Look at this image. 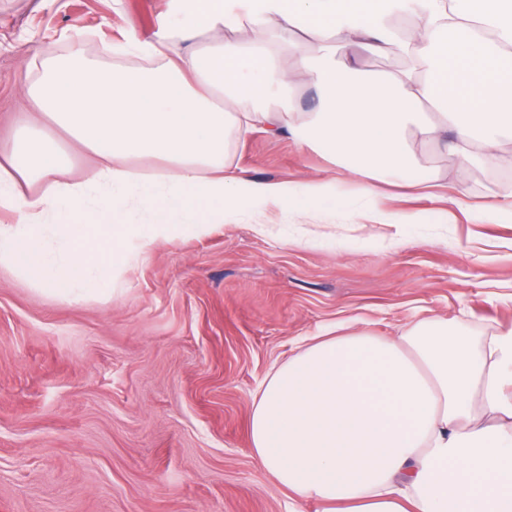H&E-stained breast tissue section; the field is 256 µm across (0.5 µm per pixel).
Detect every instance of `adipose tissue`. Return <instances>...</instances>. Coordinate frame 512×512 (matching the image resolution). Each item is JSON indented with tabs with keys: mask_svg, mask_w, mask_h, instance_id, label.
<instances>
[{
	"mask_svg": "<svg viewBox=\"0 0 512 512\" xmlns=\"http://www.w3.org/2000/svg\"><path fill=\"white\" fill-rule=\"evenodd\" d=\"M205 32L209 46L174 50ZM395 48L411 67L355 63ZM112 52L151 65L49 56L23 89L29 111L92 154L87 175L60 181L66 157L37 125L0 162V208L19 215L0 224V265L41 292L105 295L109 269L225 211L272 203L312 218L335 199L332 180L226 169L231 129L314 142L369 193L378 181L427 188L416 143L488 165L512 148V0H169L158 33ZM297 79L314 91L311 111L283 101ZM143 158L161 169L130 167ZM511 419L512 329L477 347L424 325L395 339L315 337L264 380L250 438L275 480L322 512H512Z\"/></svg>",
	"mask_w": 512,
	"mask_h": 512,
	"instance_id": "obj_1",
	"label": "adipose tissue"
}]
</instances>
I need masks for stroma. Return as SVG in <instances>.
I'll return each instance as SVG.
<instances>
[{
  "label": "stroma",
  "instance_id": "1",
  "mask_svg": "<svg viewBox=\"0 0 512 512\" xmlns=\"http://www.w3.org/2000/svg\"><path fill=\"white\" fill-rule=\"evenodd\" d=\"M168 0H0V156L33 120L27 63L153 34ZM453 204L377 185L287 134H231L225 163L279 182L335 179L319 224L275 206L132 260L110 296L71 300L0 268V512H317L251 449L266 376L313 337H399L427 321L483 339L512 326V222L483 224L512 157L462 166L417 146ZM412 216L381 224L376 211Z\"/></svg>",
  "mask_w": 512,
  "mask_h": 512
}]
</instances>
